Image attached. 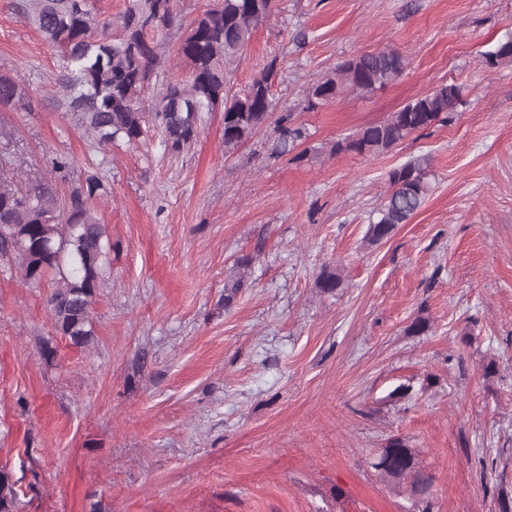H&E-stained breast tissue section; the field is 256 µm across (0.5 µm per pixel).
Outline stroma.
Segmentation results:
<instances>
[{
	"instance_id": "obj_1",
	"label": "stroma",
	"mask_w": 512,
	"mask_h": 512,
	"mask_svg": "<svg viewBox=\"0 0 512 512\" xmlns=\"http://www.w3.org/2000/svg\"><path fill=\"white\" fill-rule=\"evenodd\" d=\"M17 3L0 0V74L26 99L0 106V168L62 198L97 175L111 244L86 348L55 332L50 280L23 283L0 255V467L19 512H418L371 466L395 440L432 474L431 512L512 503V62L483 58L512 35V0H274L231 80L275 65L272 119L228 151L223 112L203 113L178 154L156 133L100 146ZM212 3L174 0L159 73L188 76L177 46ZM386 48L406 58L396 81L313 97ZM450 83L449 122L333 153ZM285 112L303 136L284 153ZM420 156L423 205L369 244L389 172Z\"/></svg>"
}]
</instances>
